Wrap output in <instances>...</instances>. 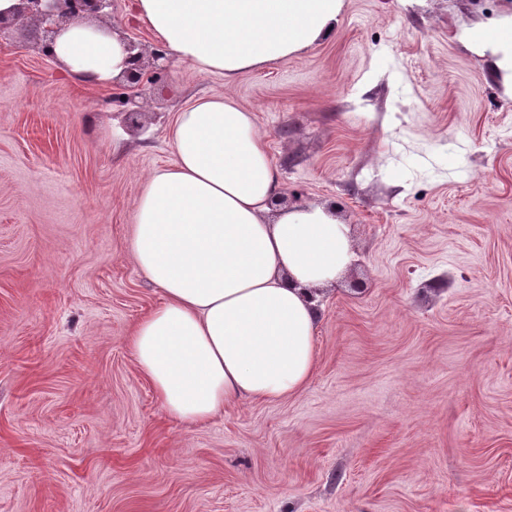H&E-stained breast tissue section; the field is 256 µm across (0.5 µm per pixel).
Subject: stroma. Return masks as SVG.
Segmentation results:
<instances>
[{
	"instance_id": "35a3bbf8",
	"label": "stroma",
	"mask_w": 512,
	"mask_h": 512,
	"mask_svg": "<svg viewBox=\"0 0 512 512\" xmlns=\"http://www.w3.org/2000/svg\"><path fill=\"white\" fill-rule=\"evenodd\" d=\"M511 17L345 0L233 79L171 61L133 122L28 32L0 41V512H512V87L467 39ZM97 23L156 46L134 0ZM218 94L356 259L318 290L303 392L185 426L127 342L159 299L130 241L174 116Z\"/></svg>"
}]
</instances>
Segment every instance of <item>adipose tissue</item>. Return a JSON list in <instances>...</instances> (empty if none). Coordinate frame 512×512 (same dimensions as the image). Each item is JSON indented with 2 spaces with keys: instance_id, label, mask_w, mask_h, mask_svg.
Listing matches in <instances>:
<instances>
[{
  "instance_id": "ef3b65f1",
  "label": "adipose tissue",
  "mask_w": 512,
  "mask_h": 512,
  "mask_svg": "<svg viewBox=\"0 0 512 512\" xmlns=\"http://www.w3.org/2000/svg\"><path fill=\"white\" fill-rule=\"evenodd\" d=\"M158 43L225 78L288 58L332 33L344 0H136ZM512 83V19L474 30ZM77 83L108 85L126 67L119 34L83 21L56 38ZM175 160L150 173L131 237L161 300L129 345L164 412L207 423L225 405L301 393L316 366L315 288L352 264L349 225L318 205L273 210L283 186L251 112L197 100L170 130Z\"/></svg>"
}]
</instances>
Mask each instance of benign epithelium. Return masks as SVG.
Returning <instances> with one entry per match:
<instances>
[{
  "label": "benign epithelium",
  "instance_id": "benign-epithelium-1",
  "mask_svg": "<svg viewBox=\"0 0 512 512\" xmlns=\"http://www.w3.org/2000/svg\"><path fill=\"white\" fill-rule=\"evenodd\" d=\"M112 0H18L12 13L0 14V39L15 30L32 31L40 52L54 58V36L61 27L75 20L89 19L108 13ZM128 67L123 75L124 89L130 91L125 103L143 94L168 68V56L159 47L152 53L151 65H146L143 50L134 41H127Z\"/></svg>",
  "mask_w": 512,
  "mask_h": 512
}]
</instances>
